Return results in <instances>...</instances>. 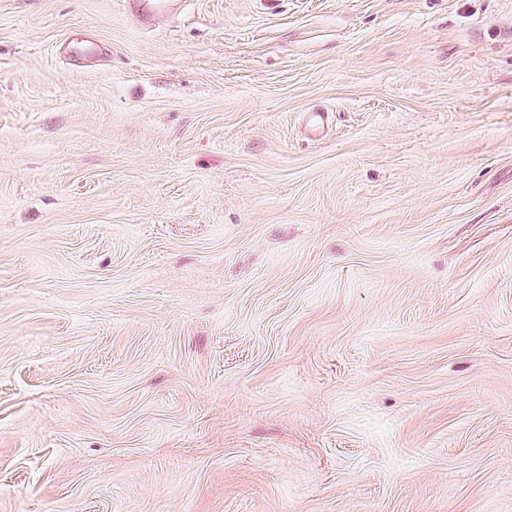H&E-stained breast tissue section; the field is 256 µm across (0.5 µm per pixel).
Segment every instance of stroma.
I'll return each mask as SVG.
<instances>
[{
	"instance_id": "35a3bbf8",
	"label": "stroma",
	"mask_w": 512,
	"mask_h": 512,
	"mask_svg": "<svg viewBox=\"0 0 512 512\" xmlns=\"http://www.w3.org/2000/svg\"><path fill=\"white\" fill-rule=\"evenodd\" d=\"M0 512H512V0H0Z\"/></svg>"
}]
</instances>
